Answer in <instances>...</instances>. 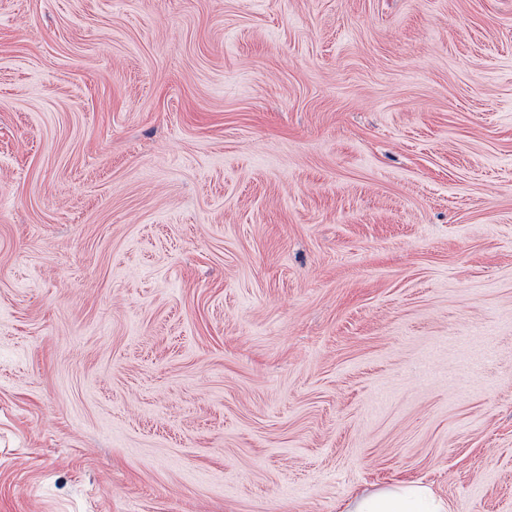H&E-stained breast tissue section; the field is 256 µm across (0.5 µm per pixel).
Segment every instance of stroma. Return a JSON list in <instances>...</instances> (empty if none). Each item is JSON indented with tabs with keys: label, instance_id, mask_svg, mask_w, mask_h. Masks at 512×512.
<instances>
[{
	"label": "stroma",
	"instance_id": "stroma-1",
	"mask_svg": "<svg viewBox=\"0 0 512 512\" xmlns=\"http://www.w3.org/2000/svg\"><path fill=\"white\" fill-rule=\"evenodd\" d=\"M512 512V0H0V512ZM342 512H450L448 502L428 486L411 483L354 496Z\"/></svg>",
	"mask_w": 512,
	"mask_h": 512
}]
</instances>
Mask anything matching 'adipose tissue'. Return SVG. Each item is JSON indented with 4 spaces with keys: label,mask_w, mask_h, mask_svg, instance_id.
I'll list each match as a JSON object with an SVG mask.
<instances>
[{
    "label": "adipose tissue",
    "mask_w": 512,
    "mask_h": 512,
    "mask_svg": "<svg viewBox=\"0 0 512 512\" xmlns=\"http://www.w3.org/2000/svg\"><path fill=\"white\" fill-rule=\"evenodd\" d=\"M342 512H448V503L428 486L411 483L356 495Z\"/></svg>",
    "instance_id": "obj_1"
}]
</instances>
